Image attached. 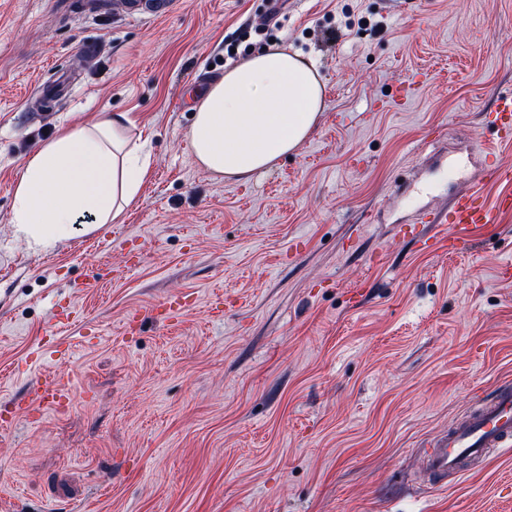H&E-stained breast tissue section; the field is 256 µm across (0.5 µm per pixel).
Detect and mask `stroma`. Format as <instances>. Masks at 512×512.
Here are the masks:
<instances>
[{"mask_svg":"<svg viewBox=\"0 0 512 512\" xmlns=\"http://www.w3.org/2000/svg\"><path fill=\"white\" fill-rule=\"evenodd\" d=\"M273 43L316 61L324 110L272 171L220 178L187 150L193 83ZM61 70L68 96L37 109ZM509 91L512 0H288L274 17L176 0L163 18L0 0V512H512V452L421 478L426 445L512 381V212L460 252L414 222L479 176L473 150L512 166L482 121ZM102 112L130 113L151 154L137 201L29 250L11 231L26 160ZM57 337L72 401L32 425Z\"/></svg>","mask_w":512,"mask_h":512,"instance_id":"1","label":"stroma"}]
</instances>
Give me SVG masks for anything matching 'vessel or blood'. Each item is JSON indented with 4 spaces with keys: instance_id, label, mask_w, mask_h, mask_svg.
<instances>
[{
    "instance_id": "obj_1",
    "label": "vessel or blood",
    "mask_w": 512,
    "mask_h": 512,
    "mask_svg": "<svg viewBox=\"0 0 512 512\" xmlns=\"http://www.w3.org/2000/svg\"><path fill=\"white\" fill-rule=\"evenodd\" d=\"M485 121L494 127L501 143H512V92L497 95ZM512 181V168L504 166L494 154H486L481 175L456 195L448 208L433 221L448 227V248L456 251L469 243L472 233L481 231L491 221L493 210L512 209V195L505 193L495 203H488L482 191L489 183ZM69 391L53 374L43 375L28 414L41 406H63ZM512 448V382L497 385L492 397H479L471 410L424 454V469L432 480L462 476L481 467L487 459Z\"/></svg>"
}]
</instances>
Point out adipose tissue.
<instances>
[{"label": "adipose tissue", "instance_id": "1", "mask_svg": "<svg viewBox=\"0 0 512 512\" xmlns=\"http://www.w3.org/2000/svg\"><path fill=\"white\" fill-rule=\"evenodd\" d=\"M325 107L313 60L271 46L212 81L194 104L186 133L193 161L214 175L247 181L273 169L309 136ZM125 112L62 128L29 157L14 191L12 236L54 250L89 216L88 231L117 222L138 198L151 166Z\"/></svg>", "mask_w": 512, "mask_h": 512}]
</instances>
